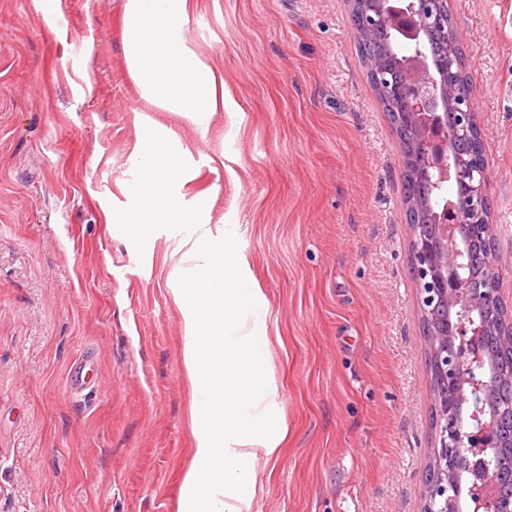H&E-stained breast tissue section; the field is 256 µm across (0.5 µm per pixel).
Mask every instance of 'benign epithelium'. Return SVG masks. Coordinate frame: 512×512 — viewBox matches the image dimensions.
<instances>
[{"label": "benign epithelium", "instance_id": "1", "mask_svg": "<svg viewBox=\"0 0 512 512\" xmlns=\"http://www.w3.org/2000/svg\"><path fill=\"white\" fill-rule=\"evenodd\" d=\"M380 7L360 16L366 28L392 30L397 44L412 51L401 59V77L377 69L373 78L390 97H407L410 121L421 123L417 150L434 186L457 180L467 186L459 200L435 201L443 206L448 223L411 227L410 254L419 292L421 317L434 326L425 337L427 361L439 384L434 391V443L431 475L425 477L421 496L423 512H512V495L498 492L500 471L491 453L501 447L500 424L512 418V403L502 407L495 390L490 345L482 340L475 321L484 311L483 298L500 295L498 280L487 288L471 287L464 271L463 248L474 234L494 231L483 213L486 200V166L479 158L465 163L455 150L468 142L477 126L471 94L459 96L454 111L447 112L444 76L456 65L452 55L427 63L421 57L426 35L439 21L438 0H379Z\"/></svg>", "mask_w": 512, "mask_h": 512}]
</instances>
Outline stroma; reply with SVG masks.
<instances>
[{"instance_id":"1","label":"stroma","mask_w":512,"mask_h":512,"mask_svg":"<svg viewBox=\"0 0 512 512\" xmlns=\"http://www.w3.org/2000/svg\"><path fill=\"white\" fill-rule=\"evenodd\" d=\"M512 305V0H449ZM122 0H0V512H180L192 456L181 317L188 227L110 231L145 125L190 150L209 228L268 301L288 427L252 512H422L432 392L410 270L403 156L347 0H196L224 72L208 135L144 101ZM223 156V167L209 160Z\"/></svg>"}]
</instances>
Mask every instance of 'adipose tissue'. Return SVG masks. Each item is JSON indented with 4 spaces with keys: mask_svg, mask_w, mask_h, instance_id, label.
<instances>
[{
    "mask_svg": "<svg viewBox=\"0 0 512 512\" xmlns=\"http://www.w3.org/2000/svg\"><path fill=\"white\" fill-rule=\"evenodd\" d=\"M194 0H125L121 47L142 99L188 120L200 134L224 107V77L188 43ZM181 147L174 131L146 127L133 159L143 174L108 223L189 224L193 231L170 294L182 317L183 364L192 384L194 464L182 512H251L256 466L276 462L287 427L269 357L267 300L233 230L212 235L207 209L184 208Z\"/></svg>",
    "mask_w": 512,
    "mask_h": 512,
    "instance_id": "ef3b65f1",
    "label": "adipose tissue"
}]
</instances>
